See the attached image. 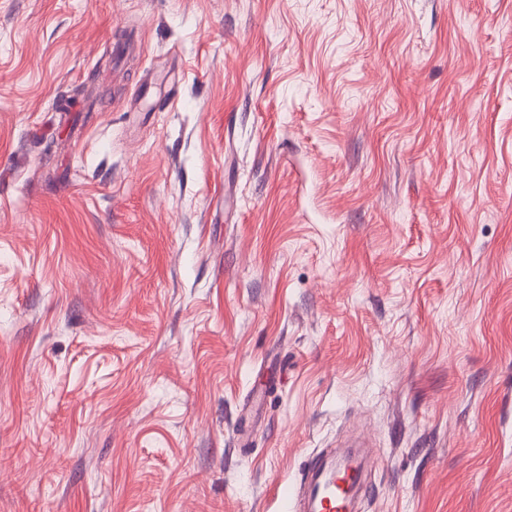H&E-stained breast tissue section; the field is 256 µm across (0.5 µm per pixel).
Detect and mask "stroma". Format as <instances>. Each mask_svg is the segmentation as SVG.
<instances>
[{
	"label": "stroma",
	"instance_id": "35a3bbf8",
	"mask_svg": "<svg viewBox=\"0 0 512 512\" xmlns=\"http://www.w3.org/2000/svg\"><path fill=\"white\" fill-rule=\"evenodd\" d=\"M512 512V0H0V512ZM303 496L311 501L309 512H340V499L336 497L334 469L327 468L321 460H308Z\"/></svg>",
	"mask_w": 512,
	"mask_h": 512
}]
</instances>
